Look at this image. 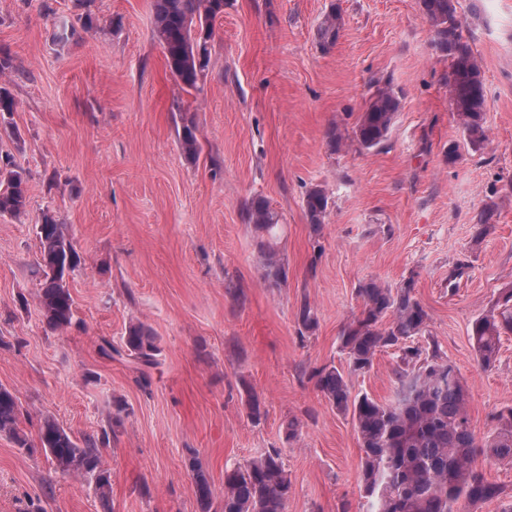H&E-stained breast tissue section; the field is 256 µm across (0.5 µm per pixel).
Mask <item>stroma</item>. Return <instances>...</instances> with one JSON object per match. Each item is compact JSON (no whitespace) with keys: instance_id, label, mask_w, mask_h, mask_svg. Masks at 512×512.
<instances>
[{"instance_id":"35a3bbf8","label":"stroma","mask_w":512,"mask_h":512,"mask_svg":"<svg viewBox=\"0 0 512 512\" xmlns=\"http://www.w3.org/2000/svg\"><path fill=\"white\" fill-rule=\"evenodd\" d=\"M42 1L0 0L21 135L0 148L30 174L26 216L0 215V385L18 397L29 438L43 415L79 439L108 435L112 493L101 504L88 481L0 435V512H200L191 455L220 490L225 467L271 448L291 481L285 512H367L352 418L310 374L345 367L340 333L370 279L392 288L414 279L429 334L467 386L475 436L491 433L494 415L512 407V335L488 369L469 335L512 286V0H455L487 92L478 149L464 143L448 61L418 0H228L192 95L166 67L153 0H46L57 16L77 14L81 1L98 19L64 46ZM333 5L341 28L325 50L319 28ZM376 79L402 92L386 144L331 150L328 126L352 133ZM187 109L199 128L194 161L177 136ZM453 142L460 156L450 163ZM315 185L330 196L318 234L303 210ZM255 196L284 217L279 288L263 282L241 216ZM491 202L483 232L474 217ZM47 209L80 256L63 332L47 331L38 311ZM304 303L317 326L303 334ZM137 321L160 346L146 386L134 361L101 351ZM395 364L393 351L379 352L352 376L353 392L390 400ZM251 391L265 411L257 423ZM293 417L301 434L290 440Z\"/></svg>"}]
</instances>
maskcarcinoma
Listing matches in <instances>:
<instances>
[{"instance_id": "obj_1", "label": "carcinoma", "mask_w": 512, "mask_h": 512, "mask_svg": "<svg viewBox=\"0 0 512 512\" xmlns=\"http://www.w3.org/2000/svg\"><path fill=\"white\" fill-rule=\"evenodd\" d=\"M419 8L433 29L432 46L448 58V90L451 105L463 128L464 140L472 148L487 140L486 90L481 67L470 43L463 36V22L454 0H418ZM227 0H154L155 35L163 48L165 63L182 88L199 90V81L209 65V45L215 22L224 17ZM94 17L81 14L75 21L58 26L56 40L66 44L89 31ZM340 32L336 5L320 27V44L335 45ZM17 70L13 56L0 49V125L8 137L19 134L7 118L15 110L9 87ZM361 113L353 140L371 150L384 145L400 104L391 83H374ZM178 140L182 152L197 158L200 153L198 127L193 117L181 119ZM28 174L14 156L0 149V214L20 217L26 213ZM304 212L314 232L321 231L328 208L325 189L316 185L306 191ZM243 213L253 228L255 245L264 257L261 277L270 288L287 282V270L278 244L281 215L260 197L245 201ZM40 241L41 288L38 305L42 322L52 332L72 325L73 299L62 278L53 273L59 261L75 270L80 257L66 226L46 211L37 225ZM414 277L397 288L370 279L357 288L362 306L344 326L341 347L347 369L325 365L311 374L316 389L336 410L351 414L363 451L362 488L372 512H472L470 507L498 500L499 484L488 479L486 470L475 465L478 457L495 464H512V408L497 415L495 431L478 441L471 428L466 386L455 367L441 355L435 340L423 347L416 339L426 336L429 314L414 292ZM512 333V286L503 289L496 304L472 323L470 341L480 366L493 365L501 337ZM397 353L393 371V398L382 402L352 391L351 376L371 368L383 349ZM103 353L127 352L141 368H150L159 354L157 337L142 322L129 324L122 336V349L101 347ZM21 406L15 394L0 386V435L23 449L34 446L50 455L63 473L91 480L102 504L109 502L112 475L104 466L99 446L106 438L78 441L57 420L42 417L38 444L30 442L19 427ZM200 512H285L291 489L280 453L269 450L260 457L224 469V493L217 498L207 469L198 457L188 461Z\"/></svg>"}]
</instances>
